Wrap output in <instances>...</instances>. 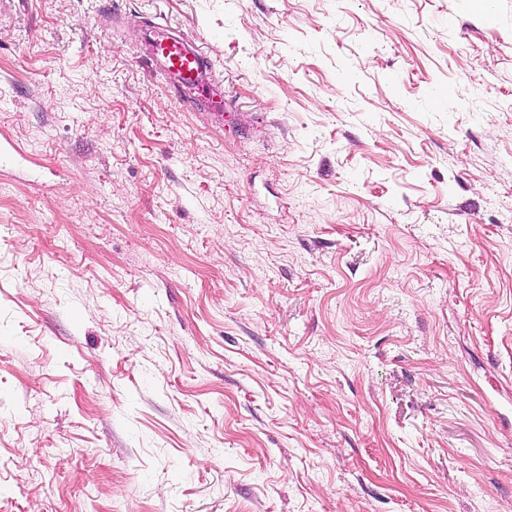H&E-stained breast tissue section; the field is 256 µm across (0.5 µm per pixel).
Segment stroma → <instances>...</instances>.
<instances>
[{"label":"stroma","instance_id":"obj_1","mask_svg":"<svg viewBox=\"0 0 512 512\" xmlns=\"http://www.w3.org/2000/svg\"><path fill=\"white\" fill-rule=\"evenodd\" d=\"M0 140V512H512V0H0ZM141 55L172 84L188 92L191 107L203 108L219 122L234 124L226 112L224 90L212 75L213 64L197 44L168 26L154 23L140 38Z\"/></svg>","mask_w":512,"mask_h":512}]
</instances>
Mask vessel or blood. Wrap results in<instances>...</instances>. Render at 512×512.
<instances>
[{"instance_id":"1","label":"vessel or blood","mask_w":512,"mask_h":512,"mask_svg":"<svg viewBox=\"0 0 512 512\" xmlns=\"http://www.w3.org/2000/svg\"><path fill=\"white\" fill-rule=\"evenodd\" d=\"M141 55L172 84L188 93L190 106L202 108L220 122H231L224 90L212 74L213 64L197 44L161 24L149 26L140 38Z\"/></svg>"}]
</instances>
